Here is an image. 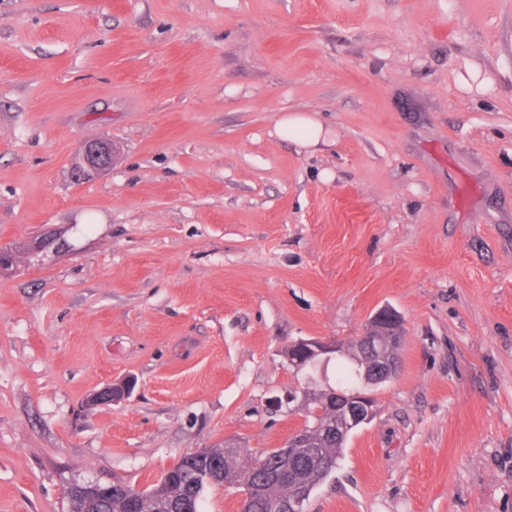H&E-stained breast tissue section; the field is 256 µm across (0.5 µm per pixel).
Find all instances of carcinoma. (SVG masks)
Instances as JSON below:
<instances>
[{
    "label": "carcinoma",
    "mask_w": 512,
    "mask_h": 512,
    "mask_svg": "<svg viewBox=\"0 0 512 512\" xmlns=\"http://www.w3.org/2000/svg\"><path fill=\"white\" fill-rule=\"evenodd\" d=\"M337 386L354 387L368 393L380 383L364 375L352 351L347 358L336 360ZM305 422L315 427L310 436L312 447L293 448L284 453L271 449L257 457L245 458L231 444L210 449L208 462L199 463L190 454L175 466L161 488L140 492L138 512H198V501L207 484L238 485L248 491L245 512H287L286 506L296 497L311 498L314 491L336 470L343 448L351 435L347 421L336 412L330 392L318 394L302 409ZM208 467L212 477L202 476ZM125 489L115 486L112 493L91 499H79L71 487L65 498L68 512H131Z\"/></svg>",
    "instance_id": "obj_1"
}]
</instances>
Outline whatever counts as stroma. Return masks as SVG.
<instances>
[{"label": "stroma", "instance_id": "stroma-1", "mask_svg": "<svg viewBox=\"0 0 512 512\" xmlns=\"http://www.w3.org/2000/svg\"><path fill=\"white\" fill-rule=\"evenodd\" d=\"M48 227L0 272V512L280 447L288 345L384 306L400 370L309 512H512V0H0V247ZM276 130L280 136L298 141L303 147H317L321 142L327 144L329 141L320 122L299 112L282 116L277 122ZM112 167V144L106 140H86L72 163V171L80 180H93ZM64 241V233L62 231L48 229L40 236L30 240L26 246V250L32 255L43 253L51 247L56 251L57 247L63 244ZM134 389V381L127 380L119 384L108 385L91 397L93 405H111L128 398Z\"/></svg>", "mask_w": 512, "mask_h": 512}]
</instances>
